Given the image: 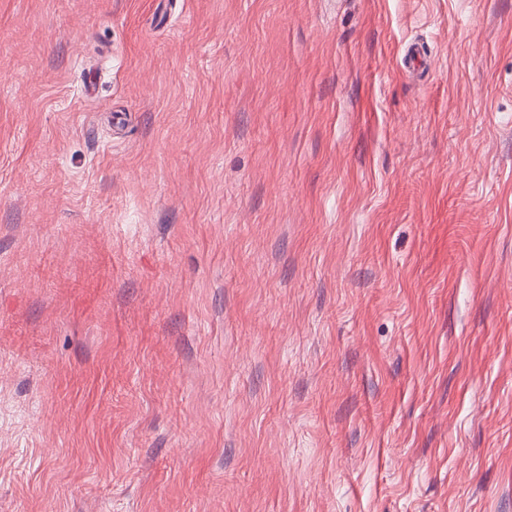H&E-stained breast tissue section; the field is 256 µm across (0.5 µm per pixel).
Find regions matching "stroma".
<instances>
[{
    "label": "stroma",
    "instance_id": "35a3bbf8",
    "mask_svg": "<svg viewBox=\"0 0 512 512\" xmlns=\"http://www.w3.org/2000/svg\"><path fill=\"white\" fill-rule=\"evenodd\" d=\"M0 512H512V0H0Z\"/></svg>",
    "mask_w": 512,
    "mask_h": 512
}]
</instances>
